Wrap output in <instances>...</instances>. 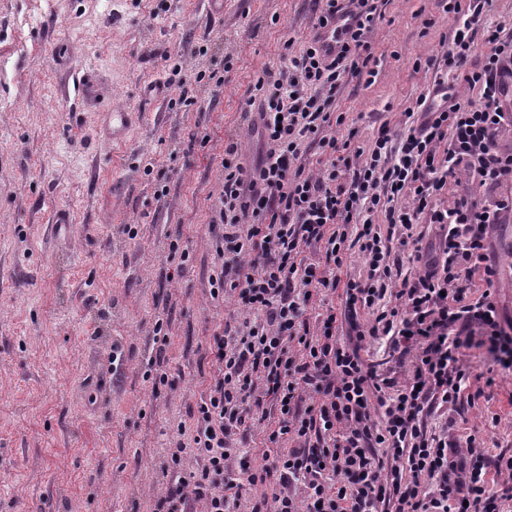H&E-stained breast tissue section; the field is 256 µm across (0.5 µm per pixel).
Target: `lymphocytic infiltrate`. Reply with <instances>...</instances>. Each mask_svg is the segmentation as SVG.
I'll use <instances>...</instances> for the list:
<instances>
[{
  "label": "lymphocytic infiltrate",
  "instance_id": "f902f5d3",
  "mask_svg": "<svg viewBox=\"0 0 512 512\" xmlns=\"http://www.w3.org/2000/svg\"><path fill=\"white\" fill-rule=\"evenodd\" d=\"M489 3L443 0L456 24L433 84L403 128L382 125L365 147L337 137L336 96L346 79L368 85L376 75L377 0H317L319 25L341 13L355 19L336 56L320 54L313 37L289 54L287 73L257 79L266 149L248 168L237 142L225 141L209 213L210 297L233 295L240 315L215 328L211 383L171 452L177 464L193 449L202 466L178 472L154 512H233L248 487L261 490L250 512H500L476 436L461 444L426 424L471 387L468 353L512 371V321L498 312L487 253L489 229L512 221V194L499 192L512 184V148L501 143L512 132V34L482 26ZM479 30L490 49L476 64ZM455 74L479 103L449 93ZM452 183L461 191L448 201ZM426 226L435 229L427 250ZM353 249L365 273L344 282L338 271ZM397 249L408 252V269ZM480 281L485 290L470 297ZM338 289L342 310L310 320L314 298ZM374 342L386 345L387 362L410 363L403 382L367 358ZM265 395L278 416L257 466L238 436Z\"/></svg>",
  "mask_w": 512,
  "mask_h": 512
}]
</instances>
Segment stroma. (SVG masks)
<instances>
[{"mask_svg":"<svg viewBox=\"0 0 512 512\" xmlns=\"http://www.w3.org/2000/svg\"><path fill=\"white\" fill-rule=\"evenodd\" d=\"M380 10L375 82H344L336 101V133L356 130L358 146L401 125L454 25L438 0ZM317 16L313 0H224L220 19L206 0H0V512H152L172 482L178 427L211 380L209 340L236 314L207 283L224 142L258 156L244 101ZM226 57L223 86L194 82L193 104L178 103L182 81ZM87 62L105 102L139 115L123 144L103 143L101 114L79 103L71 71ZM57 208L74 224L64 246ZM489 256L512 320V223L493 230ZM449 416L489 461L512 455V374L493 372Z\"/></svg>","mask_w":512,"mask_h":512,"instance_id":"1","label":"stroma"}]
</instances>
